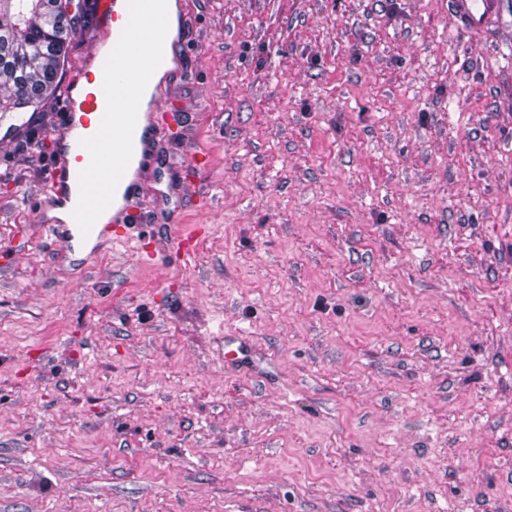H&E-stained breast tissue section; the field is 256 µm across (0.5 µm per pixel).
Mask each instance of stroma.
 Segmentation results:
<instances>
[{
  "instance_id": "obj_1",
  "label": "stroma",
  "mask_w": 512,
  "mask_h": 512,
  "mask_svg": "<svg viewBox=\"0 0 512 512\" xmlns=\"http://www.w3.org/2000/svg\"><path fill=\"white\" fill-rule=\"evenodd\" d=\"M178 32L156 265L117 228L57 262L63 97L0 115V512H512V0L480 32L179 0ZM173 216L209 227L186 263Z\"/></svg>"
}]
</instances>
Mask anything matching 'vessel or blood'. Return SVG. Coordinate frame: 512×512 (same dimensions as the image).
Here are the masks:
<instances>
[{"instance_id": "1", "label": "vessel or blood", "mask_w": 512, "mask_h": 512, "mask_svg": "<svg viewBox=\"0 0 512 512\" xmlns=\"http://www.w3.org/2000/svg\"><path fill=\"white\" fill-rule=\"evenodd\" d=\"M454 22L473 30L484 29L499 13L501 0H449ZM99 12L112 31L111 57L91 53L82 77L92 84L81 104L66 101V117H78L87 135L66 142L59 161L50 171L51 193L71 205L67 224L45 223L41 230L50 239L71 249L75 237L99 240L109 224L123 225L134 236L138 260L154 265L155 251L146 247L137 231L142 213L137 205L146 192L141 172L151 166L149 144L165 130L159 98L143 96V83L154 71L168 67V43L174 42L162 23V0H99ZM109 214V224L99 217ZM169 248L190 258L196 247L192 234L181 224L169 226Z\"/></svg>"}]
</instances>
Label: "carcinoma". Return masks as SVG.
<instances>
[{"label": "carcinoma", "mask_w": 512, "mask_h": 512, "mask_svg": "<svg viewBox=\"0 0 512 512\" xmlns=\"http://www.w3.org/2000/svg\"><path fill=\"white\" fill-rule=\"evenodd\" d=\"M85 0H0V112L39 108L59 89Z\"/></svg>", "instance_id": "1"}]
</instances>
